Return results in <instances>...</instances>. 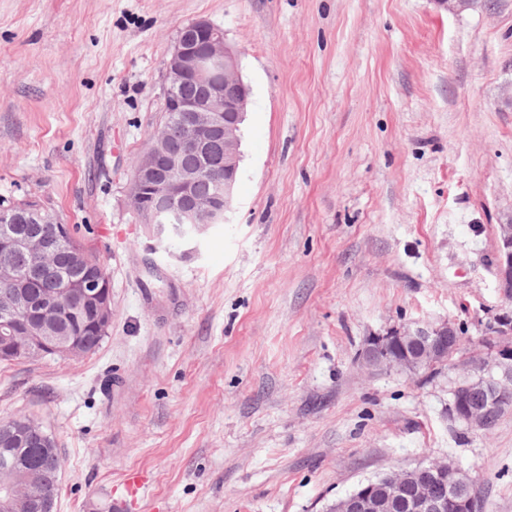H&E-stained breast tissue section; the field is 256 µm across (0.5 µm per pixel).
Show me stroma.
I'll return each instance as SVG.
<instances>
[{"label":"stroma","mask_w":512,"mask_h":512,"mask_svg":"<svg viewBox=\"0 0 512 512\" xmlns=\"http://www.w3.org/2000/svg\"><path fill=\"white\" fill-rule=\"evenodd\" d=\"M223 29L249 85L229 220L173 248L126 195L180 28ZM100 258L112 324L78 358L0 362V420L60 450L56 512H329L450 461L512 512V412H448L512 316V0H0V200ZM454 323L459 348L375 370L368 337ZM501 242L499 272L501 287L507 297H512V224L499 225Z\"/></svg>","instance_id":"stroma-1"}]
</instances>
